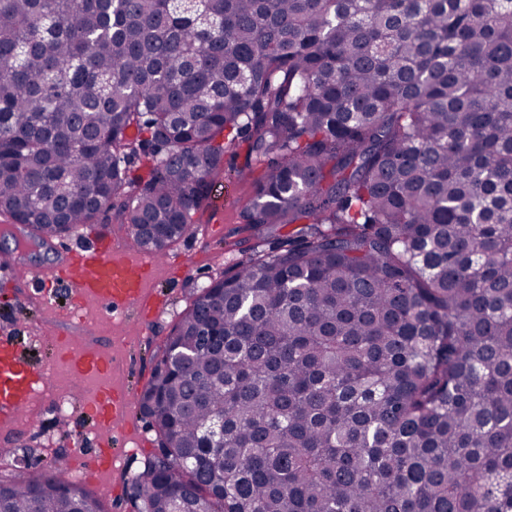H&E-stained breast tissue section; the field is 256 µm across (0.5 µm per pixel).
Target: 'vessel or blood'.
<instances>
[{
  "instance_id": "vessel-or-blood-1",
  "label": "vessel or blood",
  "mask_w": 512,
  "mask_h": 512,
  "mask_svg": "<svg viewBox=\"0 0 512 512\" xmlns=\"http://www.w3.org/2000/svg\"><path fill=\"white\" fill-rule=\"evenodd\" d=\"M60 257L61 283L81 301L92 300L108 307H123L142 299L161 266L151 253L132 254L126 243L65 246ZM47 376V370L26 361L11 339L0 337V421L21 419ZM133 404V392L104 384L91 394L85 408L94 421L108 424L127 421Z\"/></svg>"
}]
</instances>
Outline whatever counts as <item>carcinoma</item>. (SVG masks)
I'll list each match as a JSON object with an SVG mask.
<instances>
[{
    "label": "carcinoma",
    "instance_id": "1",
    "mask_svg": "<svg viewBox=\"0 0 512 512\" xmlns=\"http://www.w3.org/2000/svg\"><path fill=\"white\" fill-rule=\"evenodd\" d=\"M240 142L242 223L301 228L172 329L137 512H512V0H0L35 238L115 210L163 252ZM61 460L0 512H103Z\"/></svg>",
    "mask_w": 512,
    "mask_h": 512
}]
</instances>
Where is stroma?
Instances as JSON below:
<instances>
[{"mask_svg": "<svg viewBox=\"0 0 512 512\" xmlns=\"http://www.w3.org/2000/svg\"><path fill=\"white\" fill-rule=\"evenodd\" d=\"M260 168L240 171L228 166L215 178L216 189L224 193L223 206L199 211L192 228L166 250L167 262L155 287L154 307L146 312L129 306L114 311L92 301L84 304L87 325L85 335L74 336L69 352L81 356L97 351L112 360L111 382L114 387L142 392L152 378L166 340L201 286L222 277L236 261L245 258L248 248L258 251L287 243L293 227L270 226L254 229L238 221L239 211L253 197V181ZM25 259L0 265V336L15 337L20 347L31 352L37 365L51 366L61 373L56 392L70 415L61 419L42 408L49 400L46 390H39L31 406L38 416L11 425H0V448L9 454L0 457V477L8 479L41 468L43 462L64 455L70 459L62 477H77L79 463H92L97 445L118 433L125 447L111 470L100 475L92 494L102 502L105 512H135L129 497L131 478L144 460L158 447L154 428L140 411H133L129 424L114 423L111 429L97 427L84 410V404L98 386L95 378L83 379L70 367L55 359V344L70 315L72 297L57 292L54 300H44V280L58 266L52 248H24Z\"/></svg>", "mask_w": 512, "mask_h": 512, "instance_id": "obj_1", "label": "stroma"}]
</instances>
